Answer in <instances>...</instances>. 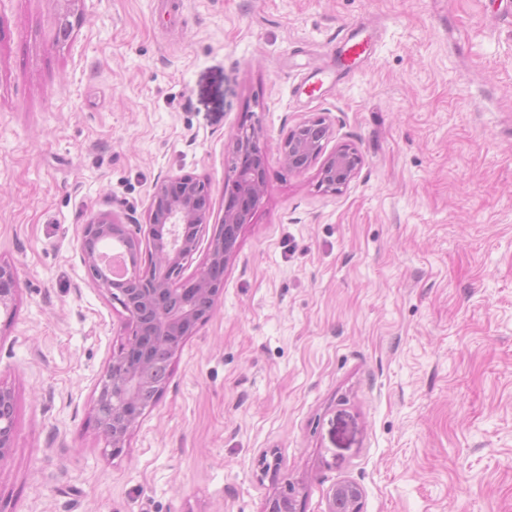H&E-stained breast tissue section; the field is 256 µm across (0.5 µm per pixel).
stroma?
<instances>
[{
  "label": "stroma",
  "instance_id": "35a3bbf8",
  "mask_svg": "<svg viewBox=\"0 0 512 512\" xmlns=\"http://www.w3.org/2000/svg\"><path fill=\"white\" fill-rule=\"evenodd\" d=\"M69 13L71 37L54 39ZM376 29L342 71L337 33ZM334 75L320 96L308 73ZM267 187L215 311L113 454L91 414L120 342L78 236L147 221L162 178L224 215L231 134ZM363 164L332 194L281 143L303 119ZM0 512H512V0H0ZM17 300L16 278L13 268L0 262V313L11 315ZM14 399L12 392L0 385V465L8 457L14 437ZM363 497L362 488L350 481H343L334 485L328 495L329 512H360V504ZM340 501L345 503V509L341 508Z\"/></svg>",
  "mask_w": 512,
  "mask_h": 512
}]
</instances>
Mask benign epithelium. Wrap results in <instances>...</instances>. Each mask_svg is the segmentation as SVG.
Wrapping results in <instances>:
<instances>
[{"label":"benign epithelium","instance_id":"1","mask_svg":"<svg viewBox=\"0 0 512 512\" xmlns=\"http://www.w3.org/2000/svg\"><path fill=\"white\" fill-rule=\"evenodd\" d=\"M324 117L306 118L289 129L282 141L288 169L303 171L318 166L319 186L334 193L348 185L363 164L362 155L342 144L325 153L333 137ZM262 131L242 120L229 148L237 157L233 177L224 184V215L213 225L206 260L195 275L182 278L183 263L195 252L199 233L209 224V201L204 182L192 175L166 177L152 187L148 224L131 229L114 216L102 213L83 225L79 237L81 261L90 282L125 313L123 341L96 385L93 420L100 437L118 454L146 409L150 388L161 393L167 379L154 382L155 360L172 366L185 341L211 317L224 288L223 277L209 269H224L234 256L241 228L248 223L267 184V165L261 145ZM112 242L126 248L129 276L116 281L103 265L100 247ZM17 300L13 268L0 262V311L12 314ZM14 399L0 386V465L8 457L14 437ZM362 488L350 481L334 485L328 512H360ZM265 512H297L295 490L273 496Z\"/></svg>","mask_w":512,"mask_h":512}]
</instances>
